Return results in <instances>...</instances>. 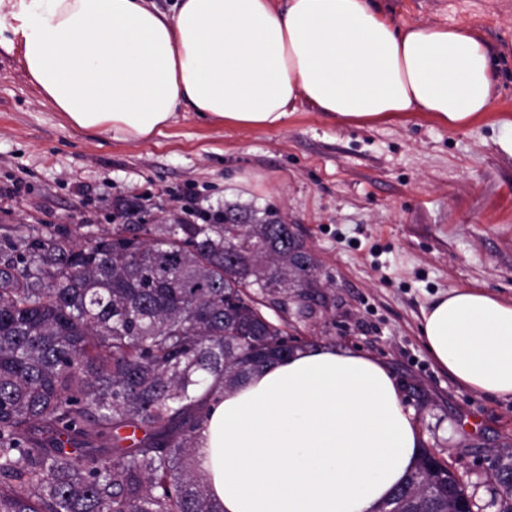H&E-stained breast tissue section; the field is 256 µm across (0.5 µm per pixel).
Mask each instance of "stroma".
Here are the masks:
<instances>
[{
	"label": "stroma",
	"instance_id": "stroma-1",
	"mask_svg": "<svg viewBox=\"0 0 512 512\" xmlns=\"http://www.w3.org/2000/svg\"><path fill=\"white\" fill-rule=\"evenodd\" d=\"M399 25L475 30L494 60L486 116L451 129L412 112L345 125L301 110L273 130L181 112L146 142L71 127L43 102L0 33V249L29 227L201 223L237 204L284 217L317 287L288 311L309 346L372 357L393 373L424 449L463 479L473 512H499L492 461L512 446V400L469 391L421 334L435 296L477 288L512 302V0H377Z\"/></svg>",
	"mask_w": 512,
	"mask_h": 512
}]
</instances>
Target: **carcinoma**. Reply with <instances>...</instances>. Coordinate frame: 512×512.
<instances>
[{"instance_id": "obj_1", "label": "carcinoma", "mask_w": 512, "mask_h": 512, "mask_svg": "<svg viewBox=\"0 0 512 512\" xmlns=\"http://www.w3.org/2000/svg\"><path fill=\"white\" fill-rule=\"evenodd\" d=\"M314 271L291 225L236 206L0 250V512H223L196 456L207 402L302 349L264 308ZM495 459L512 512V448ZM448 475L422 451L375 512H454Z\"/></svg>"}]
</instances>
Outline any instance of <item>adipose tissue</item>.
<instances>
[{
	"label": "adipose tissue",
	"instance_id": "ef3b65f1",
	"mask_svg": "<svg viewBox=\"0 0 512 512\" xmlns=\"http://www.w3.org/2000/svg\"><path fill=\"white\" fill-rule=\"evenodd\" d=\"M41 99L82 130L148 140L187 109L230 128L282 127L299 106L365 125L425 112L449 128L495 98L475 31L402 26L373 0H0ZM435 362L512 397V302L439 294L423 313ZM422 440L383 364L300 351L209 402L197 458L224 512H374Z\"/></svg>",
	"mask_w": 512,
	"mask_h": 512
}]
</instances>
